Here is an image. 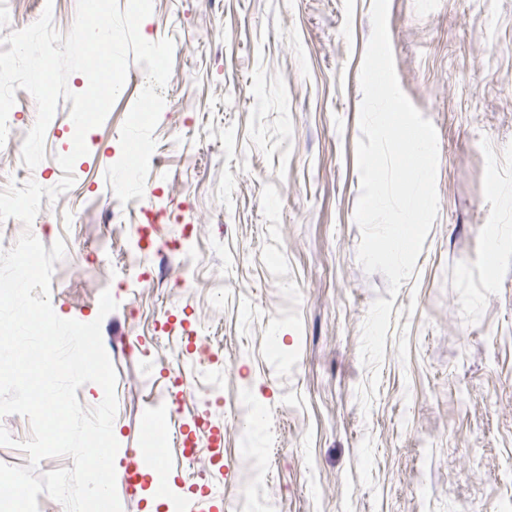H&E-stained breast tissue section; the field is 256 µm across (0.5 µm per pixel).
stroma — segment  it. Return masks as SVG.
<instances>
[{
    "label": "stroma",
    "instance_id": "obj_1",
    "mask_svg": "<svg viewBox=\"0 0 512 512\" xmlns=\"http://www.w3.org/2000/svg\"><path fill=\"white\" fill-rule=\"evenodd\" d=\"M372 0H153L140 25L174 42L144 195L122 217L106 179L148 82L130 63L86 134L73 186L31 231L64 240L51 304L100 320L116 370L123 474L145 420L186 377L166 432L174 493L216 484L225 512H501L512 503V0H389L400 87L438 136L437 218L391 313L369 411L362 326L383 274L358 259L359 74ZM59 100L45 158L23 141L37 103L17 90L0 189L51 188L71 152ZM509 190L494 194V185ZM495 249L494 265L486 252ZM118 307L98 315L114 280ZM224 427L180 450V425Z\"/></svg>",
    "mask_w": 512,
    "mask_h": 512
}]
</instances>
